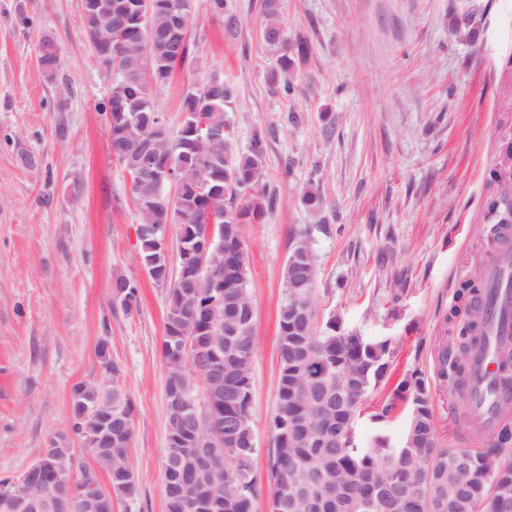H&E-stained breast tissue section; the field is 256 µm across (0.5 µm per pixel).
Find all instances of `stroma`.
<instances>
[{
	"mask_svg": "<svg viewBox=\"0 0 512 512\" xmlns=\"http://www.w3.org/2000/svg\"><path fill=\"white\" fill-rule=\"evenodd\" d=\"M82 0H0V479L22 474L45 448H76L71 389L105 384L98 356L107 342L135 412L127 457L138 494L115 512H166V289L146 274L139 214L127 171L109 153L102 110L112 79L99 69L82 29ZM195 0L191 54L168 83L151 86L170 125L188 86L210 74L236 92L234 138L270 132L265 168L276 203L246 227L256 325L251 477L255 512H271L281 274L294 232L309 229L322 309L394 346L390 381L361 402L356 440L378 430L399 443L405 412L373 417L393 384L422 371L440 444L481 448L462 419L439 355L462 283L493 257L484 206L488 171L512 141V0H282L288 36L309 55L292 97L273 93L275 56L261 38L264 0ZM60 48L59 84L44 77L37 43ZM40 158L34 168L20 153ZM319 181L321 215L302 203ZM125 276L140 305L112 302ZM405 283L396 293L395 279Z\"/></svg>",
	"mask_w": 512,
	"mask_h": 512,
	"instance_id": "1",
	"label": "stroma"
}]
</instances>
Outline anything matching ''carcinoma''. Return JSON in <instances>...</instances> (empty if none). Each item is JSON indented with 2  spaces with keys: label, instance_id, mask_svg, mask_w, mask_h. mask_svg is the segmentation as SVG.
<instances>
[{
  "label": "carcinoma",
  "instance_id": "carcinoma-1",
  "mask_svg": "<svg viewBox=\"0 0 512 512\" xmlns=\"http://www.w3.org/2000/svg\"><path fill=\"white\" fill-rule=\"evenodd\" d=\"M146 11L143 0H82L83 32L93 58L112 87L105 112L112 113V155L131 176L133 203L140 216L137 238L141 258L152 270L151 278L168 286L165 332L161 343L167 376V411L177 404L184 389H197L195 373L202 365L216 369L205 378L208 412L224 418V445L214 444L205 417H166L165 457L176 467L164 471L167 512H180V500L189 488L204 486L220 502L205 512H254L256 488L250 477L256 453L252 428L255 357V306L249 289L250 254L245 246V227L260 223L272 210L267 188L265 154L267 131L253 132L246 150L234 143L233 88L224 80L193 84L183 94L177 129L158 110L149 85L167 83L177 64L171 44L178 14H194L193 0H151ZM122 17V37L113 35L112 25ZM283 30L280 0H264L261 37L276 56L278 68L269 76L273 92L285 97L295 91V64L308 55L307 41L278 37ZM38 62L47 80L56 79L61 66L56 40L41 36ZM206 123L201 141L192 135L198 119ZM152 153L172 171L175 185L163 183L157 171L141 163ZM496 186L486 201L487 219L494 224L491 244H497L502 229L512 226V154L506 153L499 167L489 173ZM302 202L319 213L324 200L319 186L311 184ZM179 214L180 222L171 220ZM215 232L224 235V248L214 253L222 265L221 282L181 270L169 271L170 257L163 247L164 225L175 234H185L206 246L204 231L209 219ZM282 299L279 307V377L276 410L272 420L274 455L270 469L271 501L286 487L293 508L282 512H310L302 500L309 478L320 473L333 496L328 512H501L503 500L512 502V426L507 424L480 451L448 448L438 443L430 392L421 372L406 374L393 388L387 403L374 419L390 417L402 402L408 418L402 446L405 455H392L390 439L378 434L371 446L338 448L336 444L310 443L307 429L298 424L301 415H311L315 430L336 419V388L343 386L341 405L347 411L344 429L354 428L359 403L389 376L394 355L388 336L368 337L347 326L343 318L323 312L317 303L319 269L313 260L309 232L294 233L283 266ZM482 281L463 283L458 298L464 300V327L457 336L460 359L454 362V386L468 399V368L472 351L481 340L487 320L478 303ZM115 304L131 313L139 307L135 282L117 276L112 283ZM192 337L205 351L188 362L180 358L183 338ZM107 363L112 385L86 382L71 391L72 432L80 439L97 427L89 408L112 407V440L92 452L95 470L111 477V495L132 499L136 484L128 478L127 448L132 434L127 418L134 405L120 384L121 369L109 362V346H98ZM205 448L207 455L223 463L222 471L205 478L188 468L191 449Z\"/></svg>",
  "mask_w": 512,
  "mask_h": 512
}]
</instances>
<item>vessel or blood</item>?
Instances as JSON below:
<instances>
[{"label":"vessel or blood","mask_w":512,"mask_h":512,"mask_svg":"<svg viewBox=\"0 0 512 512\" xmlns=\"http://www.w3.org/2000/svg\"><path fill=\"white\" fill-rule=\"evenodd\" d=\"M484 280L479 301L488 314L484 338L471 361V417L482 433L491 435L503 420L501 402L512 401V386H500L496 379L497 362L502 352L512 349V228L503 230L495 262L483 267Z\"/></svg>","instance_id":"vessel-or-blood-1"}]
</instances>
